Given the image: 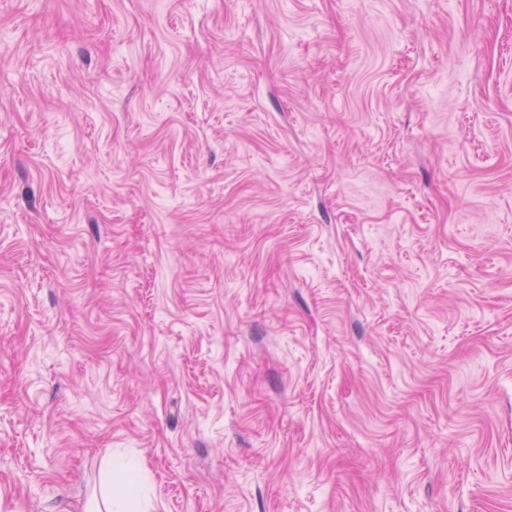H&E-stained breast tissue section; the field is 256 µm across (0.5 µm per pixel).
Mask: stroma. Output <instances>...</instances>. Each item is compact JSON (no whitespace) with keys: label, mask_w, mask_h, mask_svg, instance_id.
Returning <instances> with one entry per match:
<instances>
[{"label":"stroma","mask_w":512,"mask_h":512,"mask_svg":"<svg viewBox=\"0 0 512 512\" xmlns=\"http://www.w3.org/2000/svg\"><path fill=\"white\" fill-rule=\"evenodd\" d=\"M512 512V0H0V512ZM117 466L123 469L127 474V481L124 486L118 490H112L113 505L117 501L129 499L131 497L137 498L141 495L143 485L139 476L138 464L133 460L125 461L123 459L117 460Z\"/></svg>","instance_id":"1"}]
</instances>
